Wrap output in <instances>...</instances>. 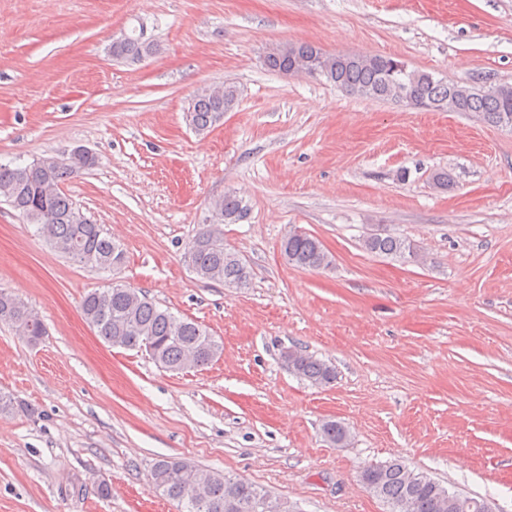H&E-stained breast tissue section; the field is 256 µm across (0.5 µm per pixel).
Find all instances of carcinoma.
<instances>
[{
    "label": "carcinoma",
    "instance_id": "carcinoma-1",
    "mask_svg": "<svg viewBox=\"0 0 512 512\" xmlns=\"http://www.w3.org/2000/svg\"><path fill=\"white\" fill-rule=\"evenodd\" d=\"M153 44L143 36H129L112 47L117 59L142 58L152 53ZM265 65L285 76L305 73L322 77L351 95L402 103L415 109L473 112L493 126L512 128V85L474 88L448 83L432 74L410 70L402 61L383 55H328L309 42L278 44L268 48ZM239 91L224 84L221 98L203 92L191 100L189 124L198 133L214 128L224 112L234 108ZM84 170L77 160L62 162L45 171L34 164L11 167L0 164V195H9L10 205L29 224H35L58 253L103 270H117L124 251L100 224L88 219L62 190V184ZM247 215L243 200L233 192L216 202L188 244L185 261L201 279L220 282L228 288L249 285L250 270L239 254L224 245L222 224H234ZM370 253L396 259L414 257L411 244L391 234L375 233L363 239ZM288 264L305 270H321L332 260L323 244L299 230L289 231L281 242ZM81 311L97 336L111 345L117 340L128 348L148 340L149 354L170 371L197 369L208 365L222 345L196 321L178 317L160 308L135 288L94 290L84 296ZM0 322L15 326L30 343L45 335L38 314L23 301L0 291ZM288 371L314 386H328L336 379L335 367L296 350L284 360ZM322 435L336 447L347 444L348 433L339 422L322 425ZM361 479L366 488L402 512H485L487 500L451 493L422 472L399 460L366 468ZM153 488L177 504L179 512H294L288 501L242 480L200 468L185 460L162 458L150 471Z\"/></svg>",
    "mask_w": 512,
    "mask_h": 512
}]
</instances>
